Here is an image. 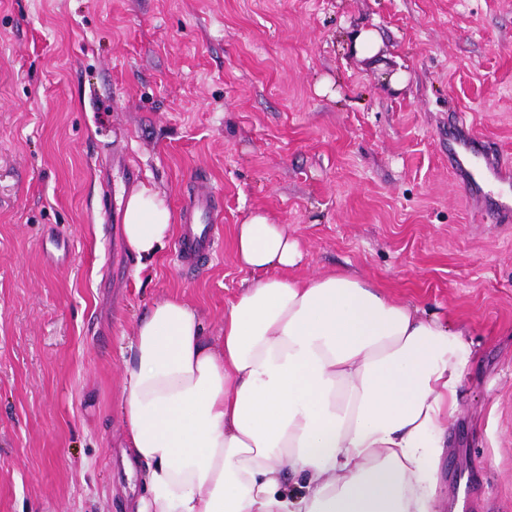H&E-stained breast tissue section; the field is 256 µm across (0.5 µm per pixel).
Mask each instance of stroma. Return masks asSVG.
<instances>
[{"label":"stroma","instance_id":"35a3bbf8","mask_svg":"<svg viewBox=\"0 0 512 512\" xmlns=\"http://www.w3.org/2000/svg\"><path fill=\"white\" fill-rule=\"evenodd\" d=\"M359 28L401 87L350 52ZM460 118L512 172V0H0V512L142 494L123 465L129 339L172 295L220 336L249 276L233 229L257 209L297 239L301 275L347 270L470 325L437 512H512V223L448 167ZM127 167L180 232L212 195L199 269L175 238L127 252Z\"/></svg>","mask_w":512,"mask_h":512}]
</instances>
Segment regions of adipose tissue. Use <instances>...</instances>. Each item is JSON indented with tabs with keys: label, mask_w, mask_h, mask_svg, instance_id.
I'll return each mask as SVG.
<instances>
[{
	"label": "adipose tissue",
	"mask_w": 512,
	"mask_h": 512,
	"mask_svg": "<svg viewBox=\"0 0 512 512\" xmlns=\"http://www.w3.org/2000/svg\"><path fill=\"white\" fill-rule=\"evenodd\" d=\"M175 231L164 194L123 201L136 259ZM251 277L217 343L180 298L137 323L123 373L130 512H436L470 327L343 271L297 272L288 227L253 211L234 230Z\"/></svg>",
	"instance_id": "obj_1"
}]
</instances>
